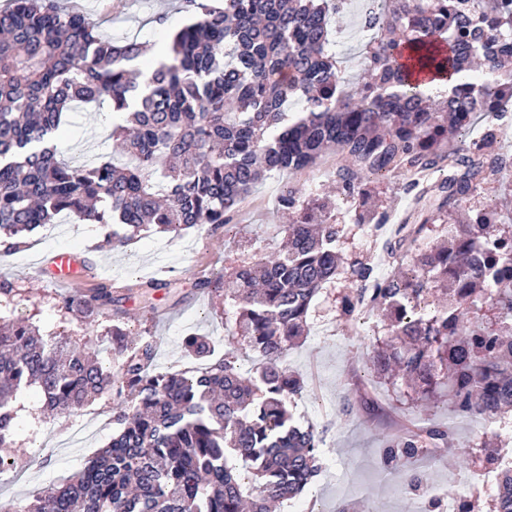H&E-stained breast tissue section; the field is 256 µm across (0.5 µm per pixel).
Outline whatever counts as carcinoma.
<instances>
[{
  "instance_id": "cac0c4a2",
  "label": "carcinoma",
  "mask_w": 512,
  "mask_h": 512,
  "mask_svg": "<svg viewBox=\"0 0 512 512\" xmlns=\"http://www.w3.org/2000/svg\"><path fill=\"white\" fill-rule=\"evenodd\" d=\"M200 20L179 30L168 62L145 63L147 45L102 36L86 15L55 0H13L0 11V253L27 247L40 227L63 215L112 228V248L144 232L180 238L189 230L226 231L266 173L312 170L338 152L336 189L351 224L376 229L364 181L383 174L415 189L420 173L440 171L427 211H453L512 157L492 150L502 131L448 153L451 135L471 116L503 113L512 95V0H373L361 18L370 33L363 81L350 84L336 62L329 13L345 0H188ZM446 45L448 53L440 51ZM417 70L461 83L436 111ZM112 103L110 137L124 162L72 165L59 158L63 113ZM284 245L254 252L194 288L232 301V343L258 356L246 375L237 348L190 374L154 367L151 342L112 327L117 370L59 333L30 323L0 326V449L13 445V402L38 388L58 414L115 396L112 440L59 488L20 512H270L296 498L320 469L324 431L300 426L290 407L306 391L284 365L307 327L313 299L345 274L341 313L356 323L361 306L382 310L387 339L370 362L398 401L448 400L454 411L490 422L512 410V228L495 209L448 225L444 242L414 249L413 274L380 279L367 259L345 261V225L321 217L336 208L311 187L286 189ZM125 300L102 283L65 297L62 309L92 323ZM201 360L204 336L184 340ZM468 442L484 467L504 446ZM454 444L430 424L383 440V466L421 489L416 463ZM492 512H512V470L499 474Z\"/></svg>"
}]
</instances>
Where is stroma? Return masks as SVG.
Returning a JSON list of instances; mask_svg holds the SVG:
<instances>
[{"label":"stroma","mask_w":512,"mask_h":512,"mask_svg":"<svg viewBox=\"0 0 512 512\" xmlns=\"http://www.w3.org/2000/svg\"><path fill=\"white\" fill-rule=\"evenodd\" d=\"M67 11H80L97 23L100 33L115 40L135 39L148 46L166 41L177 29L189 23L191 14L184 0H58ZM363 0H346L343 11L332 17L331 29L340 38L336 58L349 82H356L362 70V53L367 41L358 21ZM110 106L88 105L69 112L60 141L61 155L69 162L106 160L113 155L107 125ZM300 177L274 174L258 184L239 206L227 234L212 236L193 232L171 241L159 236L140 240L136 247L114 250L106 246L100 225L71 219L41 232L27 250L0 256V277L13 282L16 296L0 305V318L23 319L39 326L43 333L64 331L87 341L110 365H118L112 353L108 331L120 326L130 339L153 340L159 369L196 367L183 341L190 334L208 337L217 351H224L229 340L224 330V299L215 293L197 292L193 283L204 276L221 274L234 256L232 246L261 238L267 252H277L281 239L277 225L287 223L279 200L288 186L298 187ZM373 201L389 214L388 229L403 224L415 209L412 195L404 193L402 180L395 175L377 177L366 184ZM496 207L501 223L512 225V174L483 184L457 212L464 219L468 211L484 205ZM59 251H71L90 258L86 274L67 289H60L32 277L38 263ZM167 268L172 286L153 296L144 306L138 284ZM128 291L125 313L112 311L99 316L89 327L75 314L65 313L61 294L91 292L101 282ZM343 289L335 282L315 298L308 317L309 332L290 350L286 363L303 378L314 377L317 388L308 389L293 407L296 420L326 430L322 447V470L315 483L300 498L302 505H314L316 512H335L336 503H354L356 512H410L401 478L382 471L379 451L401 414L398 402L380 396L378 415L338 414L344 394L359 396L378 389L369 356L375 337L387 331L377 316L354 325L342 316L337 297ZM15 442L18 448L16 470L0 473V512H15L20 500L43 494L79 471L85 461L112 437L115 402L102 398L71 414H42V401L32 390L20 394ZM410 422L452 427L455 446L444 456L432 455L420 462L428 483L445 486L450 472L467 455L466 443L489 426L456 416L447 403L412 412Z\"/></svg>","instance_id":"stroma-1"}]
</instances>
